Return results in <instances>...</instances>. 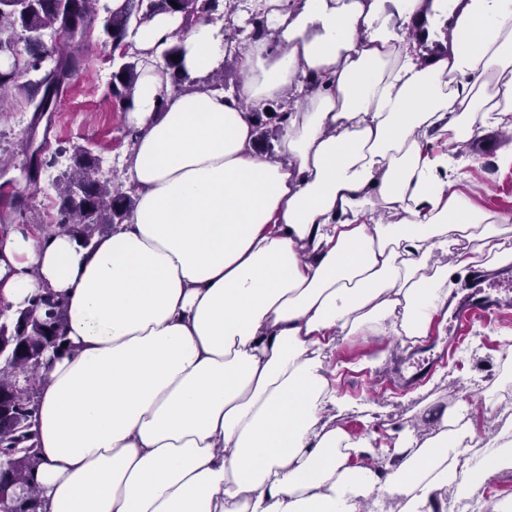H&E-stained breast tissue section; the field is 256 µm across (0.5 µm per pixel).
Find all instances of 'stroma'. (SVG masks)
<instances>
[{"label":"stroma","instance_id":"35a3bbf8","mask_svg":"<svg viewBox=\"0 0 512 512\" xmlns=\"http://www.w3.org/2000/svg\"><path fill=\"white\" fill-rule=\"evenodd\" d=\"M81 53L85 67L73 77L48 125L31 130L33 108L21 96L12 111L0 113V153L13 154L16 162L0 171V186L25 197L24 206L12 214L13 225L33 228L48 223L57 210L47 175L24 187L19 184L29 137L42 143L43 156L53 159L55 172H63L68 164L67 157L57 156V149L77 143L101 159L105 175L125 178L130 146L124 114L108 97L112 49L96 37ZM426 145L429 152L447 154L451 174L471 205L493 218L512 219V163L502 156L503 149L512 146V133L492 129L482 138L454 144L432 133ZM435 259L458 270L445 305L427 328L428 335L438 339L435 351L444 354L443 362L417 384L403 385V377L412 373L419 359L422 339L403 341L365 332L341 340L326 363L336 390L331 426L368 442V452L357 458V465L394 460L400 444L428 440L454 425L457 415L493 435L512 413L505 400L512 389V368L501 363L502 344L512 339V305L477 315L456 340L445 343L450 317L471 270L460 267V256L453 250L437 252Z\"/></svg>","mask_w":512,"mask_h":512}]
</instances>
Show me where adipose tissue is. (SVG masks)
<instances>
[{
  "label": "adipose tissue",
  "mask_w": 512,
  "mask_h": 512,
  "mask_svg": "<svg viewBox=\"0 0 512 512\" xmlns=\"http://www.w3.org/2000/svg\"><path fill=\"white\" fill-rule=\"evenodd\" d=\"M267 39L239 52L241 96L211 89L224 22L178 12L131 26L139 78L125 123L135 207L86 249L11 228L0 298L52 292L66 340L38 373L41 512H362L398 497L435 512L471 482L440 437L376 469L327 427L326 360L364 331L422 337L448 297L436 251L478 262L512 239L430 154L485 124L512 131V0H465L474 42L422 57L423 0H251ZM198 85L174 92L164 54ZM322 83L310 89L306 80ZM287 103L277 156L256 149L250 101Z\"/></svg>",
  "instance_id": "adipose-tissue-1"
}]
</instances>
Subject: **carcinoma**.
Instances as JSON below:
<instances>
[{
	"instance_id": "obj_1",
	"label": "carcinoma",
	"mask_w": 512,
	"mask_h": 512,
	"mask_svg": "<svg viewBox=\"0 0 512 512\" xmlns=\"http://www.w3.org/2000/svg\"><path fill=\"white\" fill-rule=\"evenodd\" d=\"M235 8L224 0H126L117 12L100 7V0H0V58L12 61L0 70V112L6 111L10 95L20 92L32 105L34 118L57 111L59 96L69 76L83 66L79 48L92 36L99 11H104L103 44L119 48L128 36L130 20L150 21L164 12H180L191 25L202 16H213ZM245 25L251 27L250 41L269 33L267 18L250 13ZM177 46L165 56L171 84L177 90L189 81ZM137 53H119L109 96L123 111L132 105V92L139 76ZM36 78L18 86L23 73ZM274 118L279 125L257 126V142L270 143L282 132L288 105L278 104ZM71 164L57 179L59 207L55 228L76 238L85 248H93L95 237L130 218L134 200L129 191L103 176L101 160L88 149L74 145ZM64 310L49 294L34 297L24 309L0 312V503L10 512H39L40 501L28 486L31 470L39 463L34 430L37 403L36 377L44 355L62 346Z\"/></svg>"
}]
</instances>
